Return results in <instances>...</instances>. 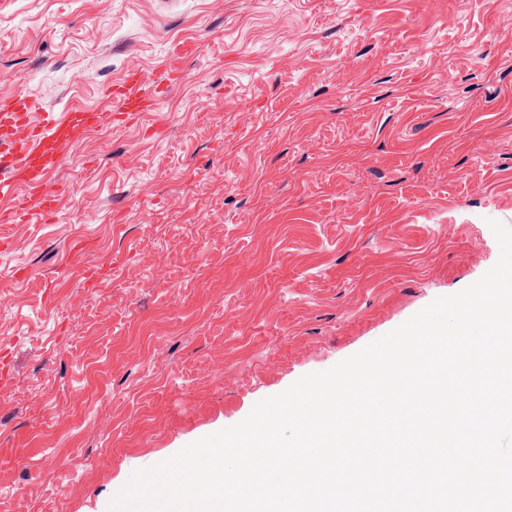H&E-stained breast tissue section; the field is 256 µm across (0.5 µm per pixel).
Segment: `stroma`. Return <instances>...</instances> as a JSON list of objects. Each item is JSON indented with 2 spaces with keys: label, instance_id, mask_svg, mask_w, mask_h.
<instances>
[{
  "label": "stroma",
  "instance_id": "1",
  "mask_svg": "<svg viewBox=\"0 0 512 512\" xmlns=\"http://www.w3.org/2000/svg\"><path fill=\"white\" fill-rule=\"evenodd\" d=\"M184 42L151 111L105 90ZM100 127L0 223V512H108L497 262L512 0H0V96Z\"/></svg>",
  "mask_w": 512,
  "mask_h": 512
}]
</instances>
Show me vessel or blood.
Instances as JSON below:
<instances>
[{"mask_svg": "<svg viewBox=\"0 0 512 512\" xmlns=\"http://www.w3.org/2000/svg\"><path fill=\"white\" fill-rule=\"evenodd\" d=\"M178 72L176 63L168 59L150 67H133L109 88L108 95L117 111L134 115L153 106L161 87ZM100 123V114L92 111L46 112L32 96L1 97L0 195L15 198L16 203L0 213V222L25 224L54 213L61 193L47 187V176L66 148ZM21 183L29 187V195L17 196Z\"/></svg>", "mask_w": 512, "mask_h": 512, "instance_id": "b4317fda", "label": "vessel or blood"}]
</instances>
